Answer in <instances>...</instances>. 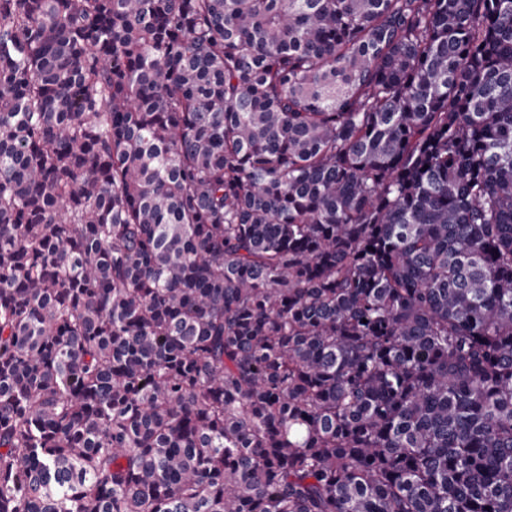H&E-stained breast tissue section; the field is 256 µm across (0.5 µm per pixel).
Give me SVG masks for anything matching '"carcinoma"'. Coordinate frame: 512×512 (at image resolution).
Here are the masks:
<instances>
[{
	"instance_id": "cac0c4a2",
	"label": "carcinoma",
	"mask_w": 512,
	"mask_h": 512,
	"mask_svg": "<svg viewBox=\"0 0 512 512\" xmlns=\"http://www.w3.org/2000/svg\"><path fill=\"white\" fill-rule=\"evenodd\" d=\"M0 512H512V0H0Z\"/></svg>"
}]
</instances>
